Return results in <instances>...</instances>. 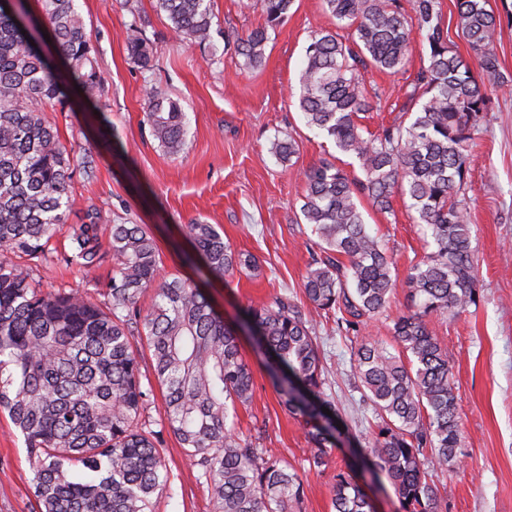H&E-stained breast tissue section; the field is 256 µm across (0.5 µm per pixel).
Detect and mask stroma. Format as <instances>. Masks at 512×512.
I'll use <instances>...</instances> for the list:
<instances>
[{"label": "stroma", "mask_w": 512, "mask_h": 512, "mask_svg": "<svg viewBox=\"0 0 512 512\" xmlns=\"http://www.w3.org/2000/svg\"><path fill=\"white\" fill-rule=\"evenodd\" d=\"M501 20L495 45L500 76L483 75L493 110L471 151L466 189L472 247L477 265L476 303L458 316L431 317L429 328L447 350L461 397L463 466L434 473L447 512H512V0H489ZM95 48L103 79L106 114L120 134L105 146L103 127L94 108L77 103L68 113L46 112L61 142L74 151L99 155L92 183L76 181L68 221L80 223L87 206H95L106 224L125 220L146 225L160 254V274L188 273L181 253L189 246L185 227L211 224L235 251L251 254L256 268L237 269L212 280L206 293L226 321L281 293L309 310L301 292L316 237L300 206L307 171L321 162L347 165L333 143L308 128L297 107L299 72L312 30L332 26L322 0H295L287 19L269 30L265 61L256 70L228 45L231 32L261 24L259 7L245 0H211L214 13L210 44L196 45L176 37L157 0H76ZM140 21L160 52L149 69L129 58L125 32ZM427 61V44L414 35L405 69L390 74L368 70V89L381 100L362 124L378 132L400 115L402 88ZM157 84L183 105L188 118L186 146L166 154L149 134L144 90ZM293 135L299 145L288 164L271 151L275 139ZM395 216L366 206L372 234L393 254L399 282L382 316L370 321L366 334L392 345L394 322L407 313L404 286L411 265L426 252V227L414 223L403 202ZM33 276L45 290L80 289L92 300L100 290L64 264L37 265ZM315 334L328 369L327 383L336 396L348 436L322 470L309 467V445L302 426L282 405L265 370L262 356L249 339L242 352L251 366L253 399L238 411L237 429L262 435L272 454L294 465L303 483V512H330V490L338 473L348 471L351 450L372 433L374 413L362 400V389L350 360L351 344L333 320L318 319ZM152 429L163 430L160 450L170 473V489L154 502V512H210L207 486L167 431L164 398L154 390L144 412ZM35 472L22 437L0 413V512H32Z\"/></svg>", "instance_id": "obj_1"}]
</instances>
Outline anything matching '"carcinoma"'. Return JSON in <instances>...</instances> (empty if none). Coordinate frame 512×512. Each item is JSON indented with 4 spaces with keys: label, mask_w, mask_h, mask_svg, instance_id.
Masks as SVG:
<instances>
[{
    "label": "carcinoma",
    "mask_w": 512,
    "mask_h": 512,
    "mask_svg": "<svg viewBox=\"0 0 512 512\" xmlns=\"http://www.w3.org/2000/svg\"><path fill=\"white\" fill-rule=\"evenodd\" d=\"M48 26L57 69L44 55L43 29L29 18V0H0V411L21 433L36 475L33 512H152L170 488L159 448L163 434L142 421L152 388L140 378V349L149 351L166 405L169 429L199 468L211 512H301L297 470L273 456L260 438L239 435V406L253 396V374L235 328L224 323L190 279H163L157 244L142 224H103L90 205L82 223L67 225L75 178H96L98 156L76 155L59 139L45 109L70 112L69 89L80 86L100 103L102 80L85 20L75 0H36ZM294 0H257L265 26L236 36L245 66L265 58L268 28ZM488 0H455L457 35L481 71L495 74L501 21ZM181 39L212 40L211 0H158ZM336 30H315L299 75L298 107L305 124L351 156L363 177L322 162L306 173L301 214L318 237L320 253L302 282L316 313L336 315L353 333L354 369L378 416L377 431L360 449L372 478L388 479L402 512H446L431 473L459 467V395L448 352L428 327L432 315L455 316L476 304V267L465 190L469 145L482 133L491 99L467 61L452 47L441 0H323ZM350 31L344 39L338 30ZM428 45L427 63L403 88L406 119L373 137L361 115L373 108L363 72L397 73L407 64L412 31ZM126 49L142 68L158 46L142 25L127 28ZM145 114L158 146L178 154L186 146L187 116L160 86L146 90ZM298 151L288 136L272 144L287 162ZM408 200L415 222L427 226L433 250L406 278L413 310L394 322L398 346L362 334L385 311L397 287L392 261L369 232L362 199L389 215L393 199ZM193 252L185 265H202L218 278L253 266L212 224L186 225ZM67 235L60 261L96 281L103 300L72 288L44 291L26 262H54L52 241ZM111 257V273L98 271ZM154 292L144 312L140 298ZM241 328L266 358L271 383L289 413L303 418L309 467L328 466L336 447V403L326 391V367L312 320L286 294L248 309ZM328 408L330 414L323 413ZM334 512H374L352 475L332 487Z\"/></svg>",
    "instance_id": "1"
}]
</instances>
